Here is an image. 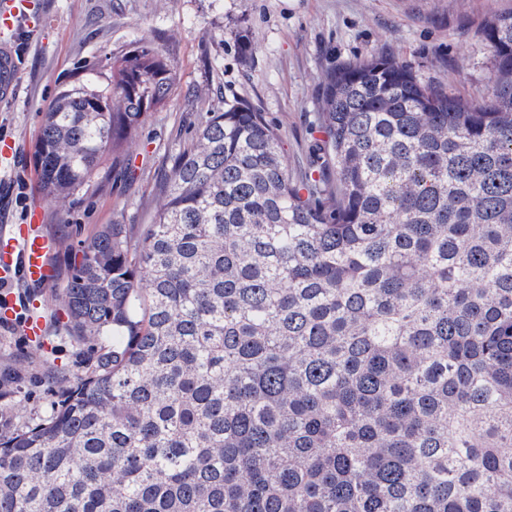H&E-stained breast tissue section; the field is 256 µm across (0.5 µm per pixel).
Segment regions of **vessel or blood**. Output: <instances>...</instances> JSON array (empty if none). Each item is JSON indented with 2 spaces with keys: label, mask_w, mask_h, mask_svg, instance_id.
Returning <instances> with one entry per match:
<instances>
[{
  "label": "vessel or blood",
  "mask_w": 512,
  "mask_h": 512,
  "mask_svg": "<svg viewBox=\"0 0 512 512\" xmlns=\"http://www.w3.org/2000/svg\"><path fill=\"white\" fill-rule=\"evenodd\" d=\"M30 0H0V23L13 35H22L29 27ZM14 45L0 43V97L15 91L18 72L13 54ZM58 241L47 233L41 212L28 215L26 223L12 224L0 230V285L22 282L30 295L0 294V325L14 327L21 335L42 340L48 335L49 317L33 290L45 289L55 278L53 258Z\"/></svg>",
  "instance_id": "vessel-or-blood-1"
}]
</instances>
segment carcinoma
Returning <instances> with one entry per match:
<instances>
[{
	"label": "carcinoma",
	"mask_w": 512,
	"mask_h": 512,
	"mask_svg": "<svg viewBox=\"0 0 512 512\" xmlns=\"http://www.w3.org/2000/svg\"><path fill=\"white\" fill-rule=\"evenodd\" d=\"M467 102L382 56L323 80L308 166L246 103L173 158L133 245L62 299L94 368L0 436V512H512V11ZM151 42L60 89L34 163L66 199L171 95Z\"/></svg>",
	"instance_id": "cac0c4a2"
}]
</instances>
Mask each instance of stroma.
I'll use <instances>...</instances> for the list:
<instances>
[{
	"instance_id": "stroma-1",
	"label": "stroma",
	"mask_w": 512,
	"mask_h": 512,
	"mask_svg": "<svg viewBox=\"0 0 512 512\" xmlns=\"http://www.w3.org/2000/svg\"><path fill=\"white\" fill-rule=\"evenodd\" d=\"M42 22L15 46L16 98L0 102V140L14 141L15 162L0 167V227L43 213L60 243L53 285L40 294L49 342L32 348L0 327V434L47 418L69 380L95 365L98 352L78 339L61 290L81 243L103 224L131 225L141 237L159 205L173 157L221 103L243 102L277 126L288 168L300 172L319 134L323 78L342 64L383 56L412 66L419 80L465 101L487 95L493 55L483 29L512 0H35ZM151 41L177 74L120 162L70 198L41 193L32 155L41 118L56 92L94 82L109 58Z\"/></svg>"
}]
</instances>
